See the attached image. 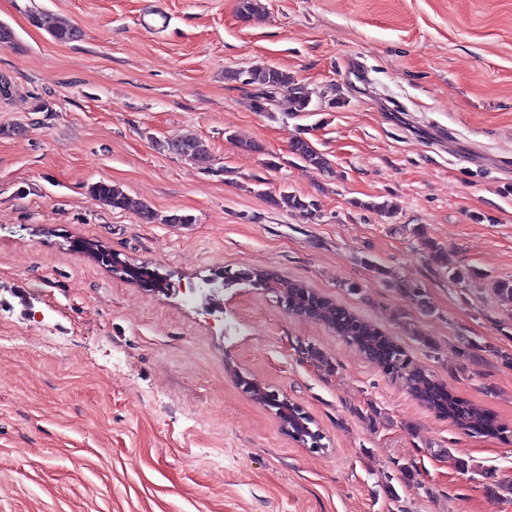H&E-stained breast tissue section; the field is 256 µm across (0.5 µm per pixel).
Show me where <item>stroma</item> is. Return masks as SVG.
<instances>
[{"instance_id": "1", "label": "stroma", "mask_w": 512, "mask_h": 512, "mask_svg": "<svg viewBox=\"0 0 512 512\" xmlns=\"http://www.w3.org/2000/svg\"><path fill=\"white\" fill-rule=\"evenodd\" d=\"M259 2L245 19L240 0H0V512H512L487 490L512 482V304L495 292L512 282V0ZM157 6L170 23L150 34ZM37 11L80 39L54 41ZM265 67L306 84L310 111L283 93L254 111L232 74ZM186 133L209 167L168 150ZM100 181L131 207L95 200ZM284 190L316 217L273 205ZM228 269L372 322L498 432L439 416L270 289L186 302ZM290 151L305 166H313L320 169L329 168L326 158L318 152L307 140L302 137H294L290 141Z\"/></svg>"}]
</instances>
